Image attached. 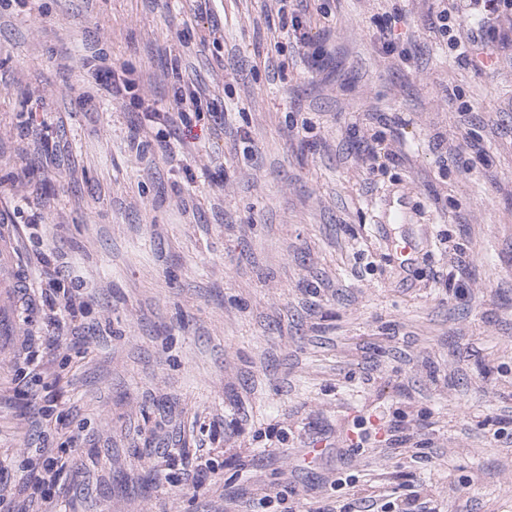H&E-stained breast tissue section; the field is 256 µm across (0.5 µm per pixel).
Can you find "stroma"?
<instances>
[{"instance_id": "obj_1", "label": "stroma", "mask_w": 512, "mask_h": 512, "mask_svg": "<svg viewBox=\"0 0 512 512\" xmlns=\"http://www.w3.org/2000/svg\"><path fill=\"white\" fill-rule=\"evenodd\" d=\"M443 8L0 0L30 304L0 352V490L52 455L67 476L27 512H512V31L462 63ZM178 92L186 151L142 126ZM72 295L51 340L42 299ZM94 81L103 86L114 100H121L133 88V83L108 67H98L92 73ZM178 112H161L160 109L154 108L148 105L146 110V119L150 122H155V119L161 117L169 126H178V121L184 127H187V120L189 118V112H197L198 101L194 96H190L188 99L183 95L176 98ZM162 114V115H161ZM176 114V115H175ZM391 247L397 256L399 263L403 266H408L414 260V256L418 249V243L412 236L404 234L400 237H394L391 240Z\"/></svg>"}]
</instances>
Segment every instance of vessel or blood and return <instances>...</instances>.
<instances>
[{"mask_svg":"<svg viewBox=\"0 0 512 512\" xmlns=\"http://www.w3.org/2000/svg\"><path fill=\"white\" fill-rule=\"evenodd\" d=\"M391 247L400 264L410 265L418 249L417 241L404 234L393 238ZM16 239L11 225H0V334L17 335L23 321L24 280L15 259Z\"/></svg>","mask_w":512,"mask_h":512,"instance_id":"1","label":"vessel or blood"}]
</instances>
